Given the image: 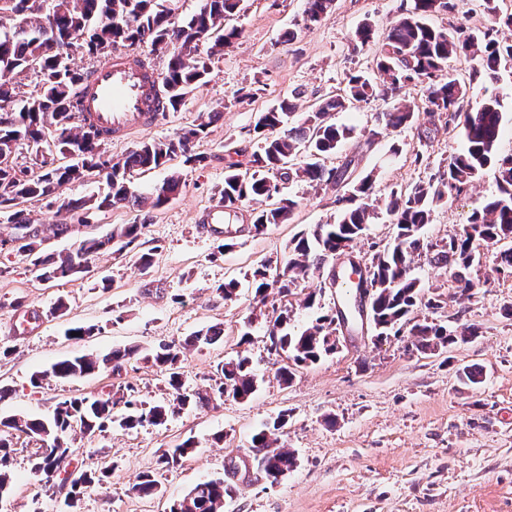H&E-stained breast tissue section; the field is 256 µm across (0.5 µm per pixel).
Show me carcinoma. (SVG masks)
<instances>
[{
  "mask_svg": "<svg viewBox=\"0 0 512 512\" xmlns=\"http://www.w3.org/2000/svg\"><path fill=\"white\" fill-rule=\"evenodd\" d=\"M26 2L28 0H15L20 16L12 19L0 15V217L13 225L15 231H27L29 235L17 247H6L7 241L14 240L12 236L0 239V250L7 248L31 257L43 281L71 280L81 275L79 261L87 262L103 251L124 253L138 239L149 216H144L139 223L117 224L105 236L88 235L79 241L74 251L57 254L43 247V238L19 205L31 199L47 198L65 184L94 176L105 179L109 187L104 196L93 200L94 207H139L144 200L131 191V179L179 156L186 163L203 162L204 157L192 153V146L219 114L185 128L175 138L140 143L126 156L112 159L110 171L106 173L95 170L93 165L84 169L62 164L17 180L5 161L22 145L35 148L51 139L60 155L73 150L89 160L106 152L99 132L85 129L79 121V113L83 111L82 88L90 72L71 68L58 56L56 46L78 39L88 25L94 24L100 30L101 41L110 47H140V29L113 26L115 17L140 10L145 29L152 34V42L145 45L149 53L167 52L162 78L163 103L165 110L176 112L192 86L209 74L210 59L223 53L239 36L231 17L236 14L241 0H201L198 10L188 19L174 13V0H83L80 12L69 8V0H50L48 6L56 14L53 27L44 25L41 14L26 10ZM486 4L489 25L484 31L473 34L461 27L448 30L429 22L434 13L448 7L446 0H413L411 9L387 29L377 48L376 66L384 76V94L396 95L408 85L419 86L425 92L429 124L438 120L449 127L463 120L465 148L450 158L439 178L390 191L385 209L391 217L392 236L386 243H373L370 256L361 258L367 280L377 286L368 306L369 325L375 336H401L408 326L421 348L434 351L455 342L456 337L439 321L419 322L412 317L420 303L434 311L446 304L440 295L425 298L429 293L426 285L410 274L412 256L425 254L431 263L454 267L458 293L470 299L479 287L471 276L477 247L482 242L494 245L501 241L503 249L497 256L495 271L512 277V155L501 158L496 153L502 122L500 103L493 97L472 101L466 84L448 72V61L461 54L475 61L474 75L490 79L495 78L502 63L512 62V43L497 38L499 27H512V12H499L495 0H486ZM333 6L334 0H306L307 21H320ZM205 30L212 37L206 43L203 57L197 37ZM26 71L41 77L42 90L35 97L20 100L16 98L13 79ZM374 91V86L362 75H351L343 95L325 99L298 126L288 125L293 107L283 101L259 115L254 127L257 149L248 156L245 151L236 150L234 154L245 156V160L228 162L224 188L220 190L226 215L236 213L246 200L266 203L253 222V230L258 235L272 224L290 222L297 201L282 192L288 182L297 179L317 188L330 186L338 191L336 220L316 225L311 234H296L282 260L273 265L263 262L253 268L250 276L258 304L266 305L268 290L275 288L281 298L301 289L304 291L302 305L313 306L324 291L322 285L336 278V270L330 264L336 251L354 247L375 217L378 199L373 197L372 175L345 182L338 168L326 165V160L355 132L352 126L336 124L333 115L368 101ZM413 119L414 112L402 99L395 101L390 111L382 113L381 117L386 130L408 127ZM489 166L496 168L499 194L474 209L462 231L449 237L447 242L427 240L424 228L431 223L434 206L467 193ZM179 188V177H168L153 188L150 207H163L175 198ZM313 277L320 279L316 288L306 286ZM290 313L291 310L282 309L268 325L270 347L291 361L278 374L284 384L293 379L292 367L314 364L336 352V346L327 340L336 335V313L319 316L315 323L298 333L288 329ZM222 334L220 327H209L190 337L188 345L210 344ZM186 346L164 344L153 355V363L168 374L169 386L175 393L172 407L147 406L130 395L122 402L124 414L116 417L113 409L120 402L108 393L62 397L55 404L53 419L47 421L26 417L0 419V499L12 489L13 449L10 439L4 437L12 430L53 439L55 446L35 451L34 470L49 477L59 476L64 467L72 465V450L61 444L60 434L74 424L90 433L114 422L127 429L160 426L177 408H203L214 399L245 400L257 390L258 377L252 361L241 352L217 366L219 383L211 388V393L188 391L179 372ZM138 353V348L126 347L114 349L101 358L65 357L50 369L34 373L31 385L41 387L48 376L59 380L85 377L102 367L118 374ZM287 423L288 414L282 413L251 439V448L261 452L262 471L273 484L296 467L295 455L276 447V432ZM195 448L193 440L183 441L173 451L162 453L158 459L160 468L177 466L181 459L193 455ZM108 477L107 471L76 467L73 479H60L59 487H68L66 495L76 502L84 489ZM132 490L143 496L153 495L159 491L158 481L150 472L140 473L133 480ZM232 495L233 489L225 485L224 480L205 481L173 503L169 512H224V500Z\"/></svg>",
  "mask_w": 512,
  "mask_h": 512,
  "instance_id": "obj_1",
  "label": "carcinoma"
}]
</instances>
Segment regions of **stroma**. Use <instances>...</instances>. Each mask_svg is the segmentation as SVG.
Here are the masks:
<instances>
[{
    "mask_svg": "<svg viewBox=\"0 0 512 512\" xmlns=\"http://www.w3.org/2000/svg\"><path fill=\"white\" fill-rule=\"evenodd\" d=\"M412 0H335L319 22H308L305 0H245L236 20L240 36L223 55L212 57L205 84L194 88L178 111L164 112L152 129L121 142H107L110 155L121 157L140 142L171 138L182 128L211 118L195 144L198 164L171 165L137 178L136 191L149 195L170 172L182 178L180 193L166 207L150 211L136 248L153 251L154 263L140 271L132 255L103 254L91 262L86 276L72 281L42 282L22 253L0 251V385L10 394L0 401V416L52 418L64 396L138 391L149 404L172 401L165 372L150 355L162 344H180L196 331L221 326L213 344L187 351L180 372L187 389L208 391L217 364L236 356L243 332L260 386L248 400L230 398L203 409L174 414L161 426L125 429L113 424L92 434L74 429L62 440L87 470H106L105 482L87 488L76 508H68L57 484L35 472L32 455L39 443L13 433L12 492L0 500V512H169L198 483L221 478L235 489L224 512H512V278L497 275L498 250L478 248L472 274L480 288L470 299L455 296L451 268L415 257L411 270L434 292L447 298L441 309L455 331L474 326L477 336L447 348L422 352L414 336L377 339L368 327L354 326L340 349L318 363L299 369L290 384H280L277 371L284 355L269 352L267 323L253 316V295L241 289L224 300L217 288L225 279L243 278L260 261L282 259L298 232L336 216L332 188L313 189L292 182L288 192L298 202L291 223L272 226L264 234L249 233L258 203L244 202L228 223L232 250L217 255L220 237L201 236L200 211L219 200L228 148L254 149V125L260 112L290 100L297 117H305L328 96L342 89L349 75L362 74L373 83L375 45L360 46L355 32L371 24L383 34ZM433 24L448 29H484L489 15L484 0H464L456 8L435 13ZM471 61L454 59L452 72L470 85L473 98L496 97L503 113L500 155H512V65L486 82L471 74ZM254 90L238 98L239 89ZM405 98L414 108V124L385 131L376 140L377 115L390 103L375 97L335 121L355 133L338 149L337 161L355 157L358 174H372L377 198L391 189L428 180L463 147L460 129L440 128L434 138L419 140L427 126L420 87L409 86ZM430 158L429 168L416 166L415 153ZM104 180L63 185L54 196L25 202L34 225L56 221L65 201L102 194ZM497 193L494 170H486L466 196L440 203L425 228L428 240L442 241L459 232L474 208ZM64 312H55L57 301ZM92 328L75 340L67 328ZM136 346L137 358L121 374L100 369L70 381L47 379L32 388L34 372L71 355L100 356L112 349ZM476 371V382L462 380L463 369ZM287 414L278 435L292 451L296 468L278 484L263 475L250 450L251 436ZM222 442H214L215 434ZM198 444L192 457L162 470L163 450L186 439ZM155 473L160 491L152 497L131 488L134 477Z\"/></svg>",
    "mask_w": 512,
    "mask_h": 512,
    "instance_id": "1",
    "label": "stroma"
}]
</instances>
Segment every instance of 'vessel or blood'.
I'll use <instances>...</instances> for the list:
<instances>
[{
	"label": "vessel or blood",
	"instance_id": "obj_1",
	"mask_svg": "<svg viewBox=\"0 0 512 512\" xmlns=\"http://www.w3.org/2000/svg\"><path fill=\"white\" fill-rule=\"evenodd\" d=\"M156 80L153 69L139 65L122 51H114L111 62L94 72L83 97L84 114L116 141L150 129L160 112L152 92ZM223 222L224 207L217 204L205 210L199 228L203 235L217 236L223 232Z\"/></svg>",
	"mask_w": 512,
	"mask_h": 512
}]
</instances>
